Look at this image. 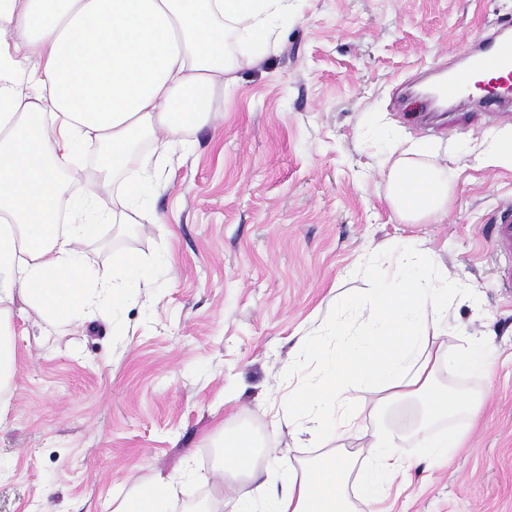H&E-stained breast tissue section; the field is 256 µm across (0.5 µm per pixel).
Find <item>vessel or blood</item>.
Segmentation results:
<instances>
[{"label": "vessel or blood", "mask_w": 512, "mask_h": 512, "mask_svg": "<svg viewBox=\"0 0 512 512\" xmlns=\"http://www.w3.org/2000/svg\"><path fill=\"white\" fill-rule=\"evenodd\" d=\"M460 65L439 88L448 101L467 98L489 112L503 111L512 101V20L502 21L495 33L460 50ZM492 248L512 258V205L501 208L492 226Z\"/></svg>", "instance_id": "b4317fda"}]
</instances>
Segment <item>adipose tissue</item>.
<instances>
[{
	"instance_id": "1",
	"label": "adipose tissue",
	"mask_w": 512,
	"mask_h": 512,
	"mask_svg": "<svg viewBox=\"0 0 512 512\" xmlns=\"http://www.w3.org/2000/svg\"><path fill=\"white\" fill-rule=\"evenodd\" d=\"M292 2L0 0V391L16 369L15 302L64 325L151 285L133 256L87 272L78 244L115 215L89 189L61 217L64 188L79 178L74 158L96 153L107 177L129 167L148 133L164 132L158 147L170 150L185 126L214 111L218 90L236 69L226 52L228 34L245 47L248 64H260ZM384 167L387 197L402 220L447 215L448 165L437 145L390 142ZM359 302L367 315L356 336L322 351L319 376L289 394L277 423L301 426L320 441L340 439L353 425L345 410L349 391L366 386L376 396L374 412L393 417L372 435L369 462L333 451L268 490L264 502L240 499L235 512H355L353 485L371 512H391L409 431L426 432V454L435 462L462 446L464 431L430 429L440 419L477 417L480 403L441 388L437 373L448 366L488 379L494 357L485 337L449 351L441 322L447 272L423 262L415 244H401L390 286L369 289ZM223 446L225 476L253 478L252 441L236 434ZM178 484L174 476L159 479L114 512H166Z\"/></svg>"
}]
</instances>
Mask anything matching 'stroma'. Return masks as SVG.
<instances>
[{"mask_svg":"<svg viewBox=\"0 0 512 512\" xmlns=\"http://www.w3.org/2000/svg\"><path fill=\"white\" fill-rule=\"evenodd\" d=\"M512 19V0H295L269 55L240 64L215 112L166 156L146 141L158 224L102 225L89 268L138 257L152 285L113 312L47 328L14 318L16 380L0 423V512H113L159 477L181 483L169 512L223 500L232 512L252 482L221 489L222 432L255 440L263 478L288 479L323 456L273 417L288 382L319 358L303 337L335 342L356 328L367 267L388 268L415 240L463 286L448 306L449 348L491 336L492 384L441 372L460 391L487 392L479 421L447 463L412 465L393 512H512V293L497 284L491 221L512 204V170L480 164L479 146L511 122L468 102L431 107L417 85L450 52ZM385 128L457 150L451 203L438 224L402 222L386 199Z\"/></svg>","mask_w":512,"mask_h":512,"instance_id":"35a3bbf8","label":"stroma"}]
</instances>
